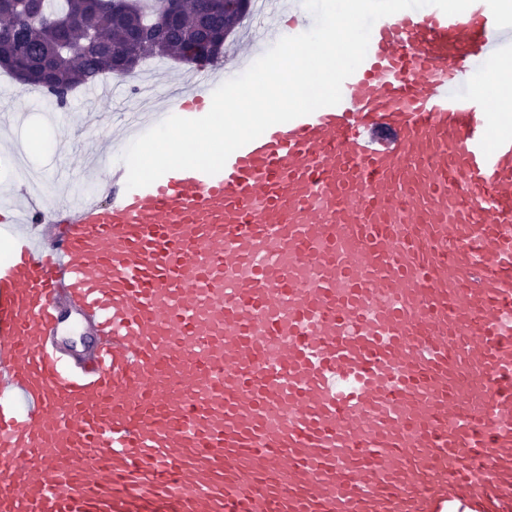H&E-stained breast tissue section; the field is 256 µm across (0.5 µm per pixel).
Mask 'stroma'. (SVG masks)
I'll use <instances>...</instances> for the list:
<instances>
[{
  "mask_svg": "<svg viewBox=\"0 0 512 512\" xmlns=\"http://www.w3.org/2000/svg\"><path fill=\"white\" fill-rule=\"evenodd\" d=\"M195 69L172 59L148 57L134 74L109 76V96L87 95L85 89L69 94L65 104L46 110L14 79L0 71V111L9 113L5 136L27 153V164L43 178L35 193L64 201L77 191L104 193L94 172L112 166L123 153L112 132L125 130V115L141 111L137 87L148 78L155 100L178 88L189 87Z\"/></svg>",
  "mask_w": 512,
  "mask_h": 512,
  "instance_id": "1",
  "label": "stroma"
}]
</instances>
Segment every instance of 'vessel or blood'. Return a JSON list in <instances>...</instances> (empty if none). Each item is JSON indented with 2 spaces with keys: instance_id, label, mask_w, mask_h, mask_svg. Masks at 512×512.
I'll use <instances>...</instances> for the list:
<instances>
[{
  "instance_id": "obj_1",
  "label": "vessel or blood",
  "mask_w": 512,
  "mask_h": 512,
  "mask_svg": "<svg viewBox=\"0 0 512 512\" xmlns=\"http://www.w3.org/2000/svg\"><path fill=\"white\" fill-rule=\"evenodd\" d=\"M265 0L247 35L282 29ZM512 62L496 0L377 20L339 104L224 168L8 206L0 512H512ZM239 52L138 136L204 116ZM64 224L44 249L40 222ZM76 313L91 335L63 348ZM480 92L493 103L496 120L492 127L497 131L507 129L512 121V66L503 65Z\"/></svg>"
}]
</instances>
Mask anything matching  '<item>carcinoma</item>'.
I'll return each instance as SVG.
<instances>
[{
  "label": "carcinoma",
  "mask_w": 512,
  "mask_h": 512,
  "mask_svg": "<svg viewBox=\"0 0 512 512\" xmlns=\"http://www.w3.org/2000/svg\"><path fill=\"white\" fill-rule=\"evenodd\" d=\"M38 6L35 17L27 0H0V60L22 56L33 68L50 61V83L33 78L29 85L63 102L74 89L113 73L111 48L133 30L151 26L161 14L162 0H126L120 15L113 13L109 0H38ZM183 10V23L167 29L153 55L176 57L201 36L193 19L194 0H184ZM71 16L81 17V25L60 35L57 26Z\"/></svg>",
  "instance_id": "cac0c4a2"
}]
</instances>
